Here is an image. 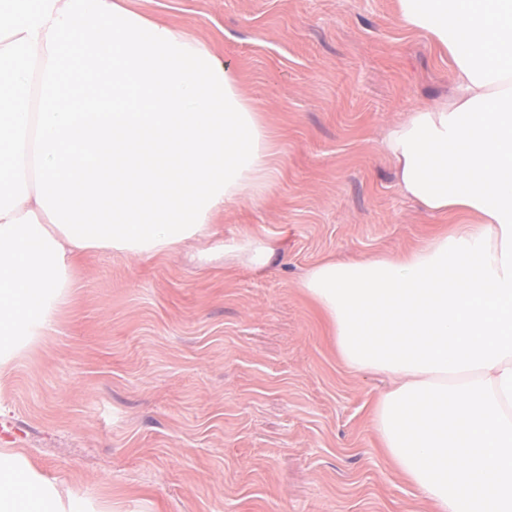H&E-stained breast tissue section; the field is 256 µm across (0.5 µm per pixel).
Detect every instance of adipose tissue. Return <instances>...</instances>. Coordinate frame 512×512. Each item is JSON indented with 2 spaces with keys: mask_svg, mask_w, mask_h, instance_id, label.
<instances>
[{
  "mask_svg": "<svg viewBox=\"0 0 512 512\" xmlns=\"http://www.w3.org/2000/svg\"><path fill=\"white\" fill-rule=\"evenodd\" d=\"M453 60L449 97L386 133L401 191L471 224L311 268L344 364L392 382L382 446L435 512H512V0H399ZM271 131L202 41L116 0H0V375L48 335L73 262L169 253L260 194ZM59 493L0 448V512Z\"/></svg>",
  "mask_w": 512,
  "mask_h": 512,
  "instance_id": "obj_1",
  "label": "adipose tissue"
}]
</instances>
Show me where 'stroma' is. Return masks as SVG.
Masks as SVG:
<instances>
[{
  "label": "stroma",
  "mask_w": 512,
  "mask_h": 512,
  "mask_svg": "<svg viewBox=\"0 0 512 512\" xmlns=\"http://www.w3.org/2000/svg\"><path fill=\"white\" fill-rule=\"evenodd\" d=\"M208 43L278 143L261 195L212 217L200 255L98 249L48 336L0 376V448L73 512H431L384 455L389 386L340 359L299 284L461 223L406 197L380 142L449 96L452 68L398 0H120ZM274 243L260 271L224 246Z\"/></svg>",
  "instance_id": "35a3bbf8"
}]
</instances>
